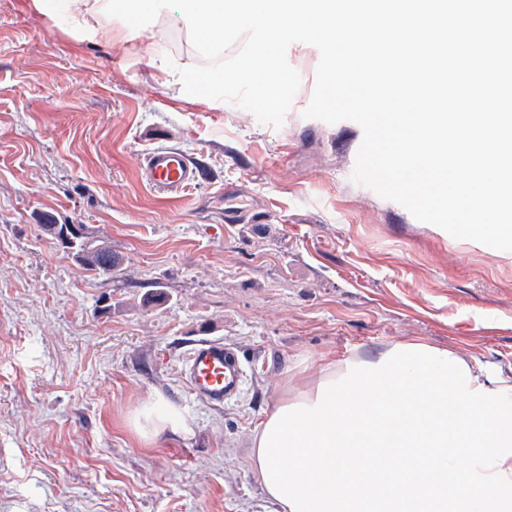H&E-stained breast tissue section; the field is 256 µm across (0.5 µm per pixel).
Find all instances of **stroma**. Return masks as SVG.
I'll return each instance as SVG.
<instances>
[{
  "label": "stroma",
  "instance_id": "stroma-1",
  "mask_svg": "<svg viewBox=\"0 0 512 512\" xmlns=\"http://www.w3.org/2000/svg\"><path fill=\"white\" fill-rule=\"evenodd\" d=\"M287 59L301 82L276 128L184 92L176 70L204 59L178 11L89 44L0 0V512H274L254 429L326 364L414 339L512 374V251L354 182L361 127L304 118L320 53ZM163 146L204 168L182 196L143 177ZM45 219L86 225L118 269L67 258ZM201 338L245 373L221 407L184 384ZM156 398L190 431L138 438Z\"/></svg>",
  "mask_w": 512,
  "mask_h": 512
}]
</instances>
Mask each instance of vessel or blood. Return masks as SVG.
<instances>
[{
  "label": "vessel or blood",
  "instance_id": "b4317fda",
  "mask_svg": "<svg viewBox=\"0 0 512 512\" xmlns=\"http://www.w3.org/2000/svg\"><path fill=\"white\" fill-rule=\"evenodd\" d=\"M144 176L161 194H180L195 185L198 165L175 148H160L148 154ZM184 379L198 399L220 406L232 397L240 381L239 360L233 347L224 342L201 339L186 358Z\"/></svg>",
  "mask_w": 512,
  "mask_h": 512
}]
</instances>
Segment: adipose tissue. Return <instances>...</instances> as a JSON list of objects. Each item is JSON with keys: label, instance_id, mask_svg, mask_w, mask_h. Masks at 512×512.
<instances>
[{"label": "adipose tissue", "instance_id": "ef3b65f1", "mask_svg": "<svg viewBox=\"0 0 512 512\" xmlns=\"http://www.w3.org/2000/svg\"><path fill=\"white\" fill-rule=\"evenodd\" d=\"M80 40L108 43L116 0H65ZM142 439L184 432L141 404ZM252 470L274 512H512V376L417 340L350 356L259 423Z\"/></svg>", "mask_w": 512, "mask_h": 512}]
</instances>
